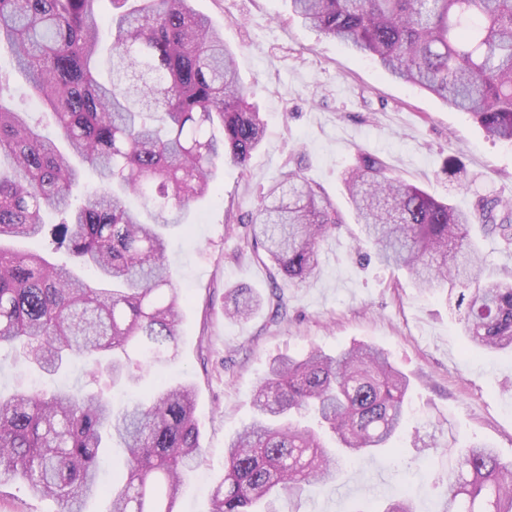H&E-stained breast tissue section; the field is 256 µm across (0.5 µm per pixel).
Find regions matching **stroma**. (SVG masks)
<instances>
[{
    "instance_id": "35a3bbf8",
    "label": "stroma",
    "mask_w": 512,
    "mask_h": 512,
    "mask_svg": "<svg viewBox=\"0 0 512 512\" xmlns=\"http://www.w3.org/2000/svg\"><path fill=\"white\" fill-rule=\"evenodd\" d=\"M194 6L235 50L267 136L247 168L222 165L216 192L193 203L168 239L167 260L186 290L179 354L145 374L140 389L162 380L196 389L202 451L182 487L179 512H208L210 491L224 476V448L252 420L251 394L273 359L313 348L332 354L357 343L383 348L410 380L408 421L396 450L357 455L342 464L336 487L309 488L279 508H380L407 486L418 512H437L448 493L438 479L452 463L446 446L481 441L512 462V351L467 350L454 298L417 288L405 270L358 250L354 222L321 244L315 278L275 284L269 261L245 243L243 219L291 166L344 207L342 176L361 149L406 182L471 211L484 198L512 199V144L488 139L468 114L304 27L288 0ZM449 158L461 163L460 173H444ZM237 287L255 289L264 300L278 293L287 320L270 325L266 303L248 321L227 319L224 297Z\"/></svg>"
}]
</instances>
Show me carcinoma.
Segmentation results:
<instances>
[{"label": "carcinoma", "instance_id": "cac0c4a2", "mask_svg": "<svg viewBox=\"0 0 512 512\" xmlns=\"http://www.w3.org/2000/svg\"><path fill=\"white\" fill-rule=\"evenodd\" d=\"M104 0H0V48L25 78L57 136L23 105L0 101V349L53 376L76 358L87 375L138 386L175 359L181 306L165 256L168 231L215 191L218 166L247 167L264 136L235 54L192 0H109L112 45L101 37ZM302 23L366 55L393 78L468 113L492 140L512 143V0H289ZM363 241L388 266L431 290H455L465 337L477 350L512 349V280L484 284L474 224L512 244V202L467 213L392 174L360 151L345 172ZM56 261L1 245L35 239L47 211ZM249 239L273 277L306 281L342 211L300 170L281 173L248 219ZM261 299L226 296L247 320ZM408 377L384 349L310 350L274 359L252 394L256 418L228 443L211 512H278L308 486L335 485L342 452L390 447L406 413ZM190 383H161L115 408L102 391L18 387L0 397V484L22 481L57 512H177L201 452ZM313 417L319 429L297 417ZM126 450L119 481H99L102 449ZM441 512H512V463L488 444L451 449Z\"/></svg>", "mask_w": 512, "mask_h": 512}]
</instances>
